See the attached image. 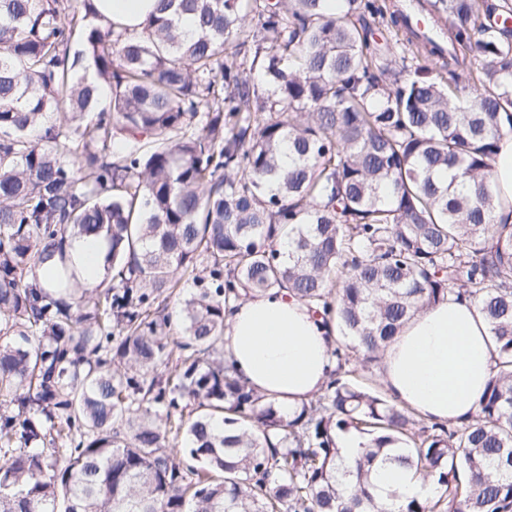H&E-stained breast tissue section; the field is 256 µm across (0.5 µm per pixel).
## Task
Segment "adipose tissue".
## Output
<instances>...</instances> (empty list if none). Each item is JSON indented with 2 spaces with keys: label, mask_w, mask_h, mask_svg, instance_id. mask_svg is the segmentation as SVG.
<instances>
[{
  "label": "adipose tissue",
  "mask_w": 512,
  "mask_h": 512,
  "mask_svg": "<svg viewBox=\"0 0 512 512\" xmlns=\"http://www.w3.org/2000/svg\"><path fill=\"white\" fill-rule=\"evenodd\" d=\"M157 0H93L98 16L140 29ZM494 187L503 205L499 224H512V134L494 162ZM335 323H324L288 289L260 292L224 313V357L247 385L292 411L319 393L336 366ZM496 347L475 304L455 297L418 313L386 348L381 364L393 400L428 423L454 425L477 409L492 375ZM377 501L398 512L403 499L433 497V483L394 462L373 468Z\"/></svg>",
  "instance_id": "1"
}]
</instances>
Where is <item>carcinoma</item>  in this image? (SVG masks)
I'll return each instance as SVG.
<instances>
[{
    "instance_id": "1",
    "label": "carcinoma",
    "mask_w": 512,
    "mask_h": 512,
    "mask_svg": "<svg viewBox=\"0 0 512 512\" xmlns=\"http://www.w3.org/2000/svg\"><path fill=\"white\" fill-rule=\"evenodd\" d=\"M414 4L448 40L408 0H160L139 31L0 0V512H383L378 460L437 485L400 512H512V0ZM277 288L352 341L291 414L224 362V308ZM451 294L497 358L470 420L418 427L345 367ZM368 22L373 23V27L375 28L377 37H378V39H380L381 43H384L386 41L392 45L397 43L396 48H397L398 56H405L407 58L406 64L408 65V69H406L407 71H405V72H403V74H401L403 77H407V75L410 74V72L412 73L413 69H414L413 66L415 64V59L413 61L411 60V58L413 57V54H412L413 49L410 46H408L406 43H403L402 40H399V38H402V36L397 35L396 31L393 30L392 28H390V27L387 28L386 25L379 26L377 24H374L373 19H371L369 16H368ZM410 66H412V67H410ZM494 187L504 205L495 211L496 224H512V134L504 136L494 162ZM71 245L74 253L93 261L91 267L94 269L95 275L90 281L93 283L99 282L104 275V258L107 250L105 241L101 238H77L72 241Z\"/></svg>"
}]
</instances>
